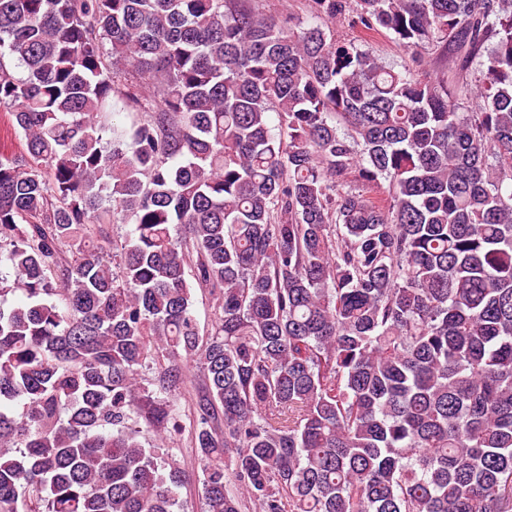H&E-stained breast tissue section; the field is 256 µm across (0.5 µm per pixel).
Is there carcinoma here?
Wrapping results in <instances>:
<instances>
[{"label": "carcinoma", "mask_w": 512, "mask_h": 512, "mask_svg": "<svg viewBox=\"0 0 512 512\" xmlns=\"http://www.w3.org/2000/svg\"><path fill=\"white\" fill-rule=\"evenodd\" d=\"M309 14L0 0V512H180L185 359L206 512H512V0ZM373 52L387 63H406L413 69H426L434 70L436 72L439 68L435 61H432L434 55L428 54L427 51H422L416 58L404 56L397 44L392 39V35L382 33L376 35L370 42ZM440 70V69H439ZM197 301V317L201 334H207L211 331L215 320L216 302L204 288H194ZM185 370L188 378L186 379V386L183 390L184 395H182L181 398V405L185 408L187 414L189 408L193 411L195 398L202 391L204 386V377L193 362H188Z\"/></svg>", "instance_id": "1"}]
</instances>
